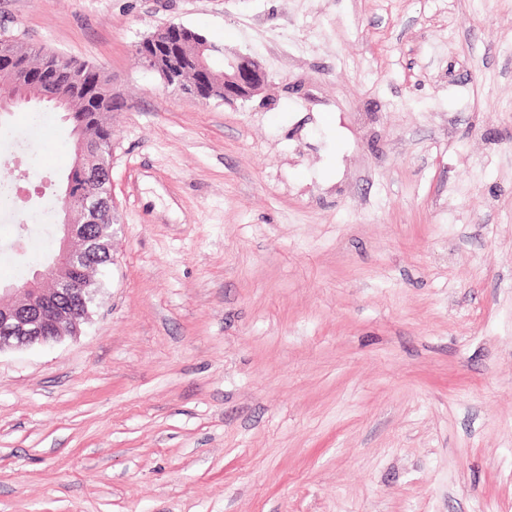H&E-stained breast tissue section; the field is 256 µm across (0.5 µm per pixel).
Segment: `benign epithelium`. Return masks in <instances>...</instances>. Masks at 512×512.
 Segmentation results:
<instances>
[{
	"label": "benign epithelium",
	"instance_id": "benign-epithelium-1",
	"mask_svg": "<svg viewBox=\"0 0 512 512\" xmlns=\"http://www.w3.org/2000/svg\"><path fill=\"white\" fill-rule=\"evenodd\" d=\"M180 31L182 40L200 50H209L215 64L223 69L222 101L235 103L260 95L266 86L267 71L257 58L241 52H230L199 32L181 24L166 23L142 41L149 47L142 56L144 66L158 71L168 85L178 79L184 60L172 51L167 41L172 31ZM98 178L92 164L90 145L84 139L76 142L75 160L63 179L59 200L60 254L53 265L38 270L32 280L4 289L11 303H0V352L35 345H48L77 331L80 320L76 312L64 307V300L75 299L84 309V280L93 266L95 254L104 248L99 238L88 233L87 226L99 224L101 216L112 211V196L89 191Z\"/></svg>",
	"mask_w": 512,
	"mask_h": 512
}]
</instances>
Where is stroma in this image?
I'll use <instances>...</instances> for the list:
<instances>
[{
  "label": "stroma",
  "instance_id": "stroma-1",
  "mask_svg": "<svg viewBox=\"0 0 512 512\" xmlns=\"http://www.w3.org/2000/svg\"><path fill=\"white\" fill-rule=\"evenodd\" d=\"M174 22L266 67L201 102ZM98 67L112 263L74 335L0 353V512H512V0H0ZM0 117V283L51 253L61 113ZM173 30L181 32L180 37L183 41L187 40L190 45H183L182 53L187 57V64L183 72V79L189 83L192 79V64L196 58V49H200V58L197 59L198 69L208 72V63L202 55L205 49L209 50L215 64L223 69V73L210 61L212 67V77L207 88L203 90V95L210 94V87L215 84V88L220 87L224 74V90L222 101L225 103H235L246 101L260 95L266 86L267 71L264 64L257 58L241 52H229L225 46L216 45L199 32L181 24L166 23L160 26L152 35L144 39L139 45L151 47L146 50L142 56V61L149 70L158 71L164 79V82L171 85L178 79V72L183 70L184 60L180 55L172 51V46L167 40Z\"/></svg>",
  "mask_w": 512,
  "mask_h": 512
}]
</instances>
